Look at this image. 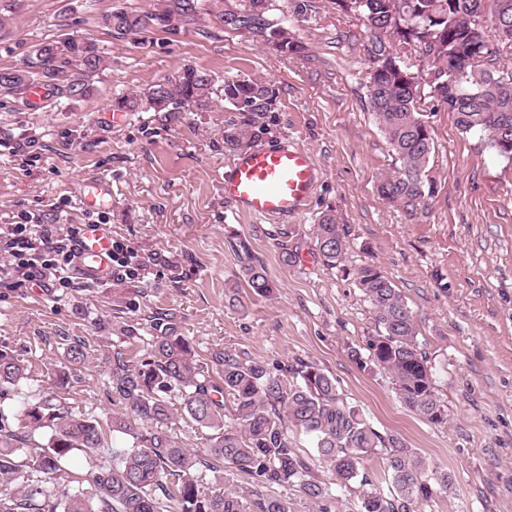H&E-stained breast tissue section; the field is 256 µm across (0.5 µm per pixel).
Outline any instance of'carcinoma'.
Listing matches in <instances>:
<instances>
[{
	"label": "carcinoma",
	"mask_w": 512,
	"mask_h": 512,
	"mask_svg": "<svg viewBox=\"0 0 512 512\" xmlns=\"http://www.w3.org/2000/svg\"><path fill=\"white\" fill-rule=\"evenodd\" d=\"M255 0L238 7L239 14L219 21L234 30L246 29L257 41L271 44L284 55L297 50L288 27L273 22L272 10L251 13ZM344 12L384 27L401 17L404 28L394 32L399 42L432 53L433 69L441 73L431 92L448 106L463 133H480L498 156L512 160V70L484 64L462 66L478 53L497 57L512 52V0H336ZM202 0H157L150 11L117 9L101 18L115 39H128L163 26V15L175 14L181 27L195 23ZM368 55L381 57L372 77L369 103L382 126L398 166L382 179L379 194L416 214L424 198L434 193L426 168L434 149L428 122L419 112L420 88L387 38L374 34ZM103 62L96 43L67 35L41 44L29 68L0 69V89L25 93L35 75L50 80L74 66L77 78L67 86L72 96L90 91L89 81ZM211 74L187 67L175 81H157L145 92L156 112H180L207 105ZM246 100L257 115L274 109L277 92L270 82L250 76L224 78V103L234 112ZM345 233L330 214L316 227V247L326 266H343ZM241 276L257 295L273 284L262 264L247 260ZM359 288L374 309L378 331L368 341V359L386 370L400 397L432 423L448 422V410L435 393L433 374L420 350L410 309L378 265L353 271ZM155 336L147 357L132 361L121 351L112 355V397L149 426L132 431L124 413L112 415V433L128 435L127 448L103 443V425L71 412L58 396L27 401L22 414L26 432L13 429L0 411V512H288L280 498L256 495L244 507L239 492H207L195 473H214L228 465L250 475L264 488L297 486L308 497L326 498L323 484L312 475V464L290 447L286 425L312 435L318 460L344 484L360 476L362 461L381 451L394 494L365 491L362 512H419V505L452 487L453 475L439 469L428 476L426 462L404 440L375 430L358 408L339 393L336 378L301 363L276 374L262 360H242L230 349L212 354L211 364L199 361L187 337L170 320H153ZM215 366L219 381L212 379ZM27 379V365L8 349L0 350V403L12 399ZM178 389L181 414L211 430L202 450L183 447L165 429L174 417L167 395ZM231 400V422L224 420L225 400ZM47 441L34 444L35 434ZM76 456L89 460L90 469L71 477L75 486L57 490L54 480Z\"/></svg>",
	"instance_id": "obj_1"
}]
</instances>
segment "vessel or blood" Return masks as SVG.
I'll return each mask as SVG.
<instances>
[{"mask_svg":"<svg viewBox=\"0 0 512 512\" xmlns=\"http://www.w3.org/2000/svg\"><path fill=\"white\" fill-rule=\"evenodd\" d=\"M319 182V168L300 146L256 147L224 166V197L237 210L256 218H283L300 214ZM112 196L110 182L85 186L84 203L95 209ZM112 234L102 224L87 226L78 246L77 264L82 275L109 277Z\"/></svg>","mask_w":512,"mask_h":512,"instance_id":"b4317fda","label":"vessel or blood"}]
</instances>
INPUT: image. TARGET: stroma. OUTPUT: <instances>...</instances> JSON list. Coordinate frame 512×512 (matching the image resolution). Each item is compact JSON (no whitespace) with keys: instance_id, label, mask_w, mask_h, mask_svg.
Listing matches in <instances>:
<instances>
[{"instance_id":"35a3bbf8","label":"stroma","mask_w":512,"mask_h":512,"mask_svg":"<svg viewBox=\"0 0 512 512\" xmlns=\"http://www.w3.org/2000/svg\"><path fill=\"white\" fill-rule=\"evenodd\" d=\"M156 0H0V69L23 66L41 43L87 36L103 51L89 94L70 96L47 80L41 102L0 92V226L107 224L137 252L138 278L100 288L57 292L0 283V348L24 358L22 394L6 401L14 429L23 402L59 392L70 411L106 421L126 406L112 398V355L140 359L151 349L154 313L171 314L200 361L228 348L242 359L291 366L309 363L337 380L339 392L381 434L402 437L454 483L422 512H512V162L476 133H462L430 91L420 111L434 140L427 177L435 193L415 215L379 196L397 163L370 105L372 33L334 0H308L306 18L279 0L300 52L222 26L216 14L241 0H204L199 20L176 33L117 40L101 24L116 8L151 10ZM214 78L209 105L187 112L141 106L124 123L106 119L112 102L143 94L184 68ZM249 75L278 90L273 111L234 112L224 80ZM264 132V147L296 144L322 169L307 210L285 220L243 216L225 201L222 175L238 149L229 132ZM33 141L31 155L14 151ZM107 179L112 205L85 209L83 184ZM335 215L345 230V270L328 268L316 226ZM247 250H240V243ZM296 251L284 264L283 249ZM274 283L266 296L243 282L245 257ZM380 266L413 314L417 340L448 409L436 425L408 408L386 372L359 367L348 347L365 348L377 331L373 309L350 274ZM241 303L229 306L228 286ZM81 344L67 388L56 373L69 345ZM315 474L331 491L327 504L299 487L271 488L291 512H360V484L337 482L325 465Z\"/></svg>"}]
</instances>
